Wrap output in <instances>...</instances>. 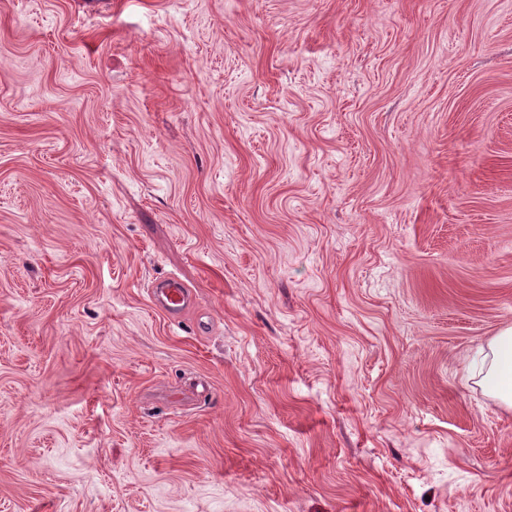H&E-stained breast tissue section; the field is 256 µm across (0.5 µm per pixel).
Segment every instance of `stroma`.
<instances>
[{"label":"stroma","instance_id":"obj_1","mask_svg":"<svg viewBox=\"0 0 512 512\" xmlns=\"http://www.w3.org/2000/svg\"><path fill=\"white\" fill-rule=\"evenodd\" d=\"M509 328L512 0H0V512H512ZM189 290L175 277L152 283L150 298L155 306L170 316L183 313L189 301ZM479 375L477 384L512 409V329L488 342Z\"/></svg>","mask_w":512,"mask_h":512}]
</instances>
